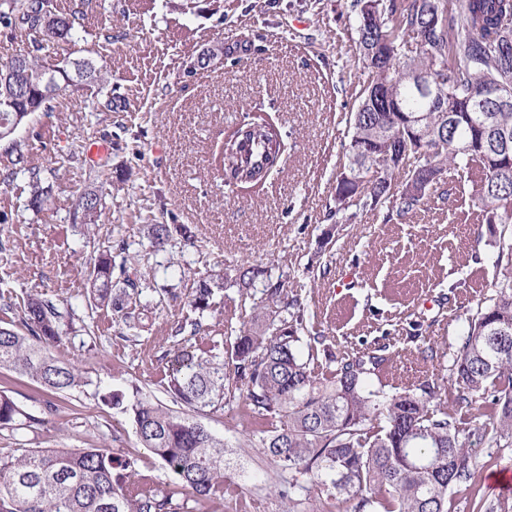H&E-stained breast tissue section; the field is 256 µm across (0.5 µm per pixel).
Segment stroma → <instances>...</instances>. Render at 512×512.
Returning a JSON list of instances; mask_svg holds the SVG:
<instances>
[{"label":"stroma","instance_id":"35a3bbf8","mask_svg":"<svg viewBox=\"0 0 512 512\" xmlns=\"http://www.w3.org/2000/svg\"><path fill=\"white\" fill-rule=\"evenodd\" d=\"M351 0H89L83 8L81 56L108 72L36 113L13 142H0V171L14 148L47 170L51 196L29 209L25 177L0 190V295L16 304L45 293L75 309L84 324L56 347L86 376L82 389L44 390L0 372V391L34 415L50 409L40 430L0 432V458L17 448L107 449L131 459L143 482L175 486L174 475L136 441L127 413L102 400L108 391L165 401L161 379L174 354L189 348L173 327L188 317L199 277L241 262L283 279L304 306V336L322 337L335 355L381 347L393 386L433 379L451 384L449 367L469 315L494 295L497 249L479 222L468 179L452 183L448 199L431 195L415 214L386 217L360 211L347 223L329 220L336 176L348 141L347 117L358 105V35ZM232 52L205 70L190 71L204 48ZM274 126L286 150L261 184L225 187L214 174L225 137L236 127ZM99 144L102 155L90 157ZM131 167V182L102 185L100 169ZM102 187L94 237L74 226L77 198ZM194 225L198 242L156 249L138 232L141 217ZM125 239L139 255L142 308L131 322L90 308L82 264L93 252ZM262 288L217 294L206 322L225 347L249 320ZM435 352L424 360V350ZM204 424L225 444L227 467L246 485L249 512H286L274 492L279 477L248 437L241 399L227 401ZM470 489L454 512L477 501L499 503L491 475L512 472V444L478 446Z\"/></svg>","mask_w":512,"mask_h":512}]
</instances>
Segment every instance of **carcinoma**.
I'll return each mask as SVG.
<instances>
[{
	"mask_svg": "<svg viewBox=\"0 0 512 512\" xmlns=\"http://www.w3.org/2000/svg\"><path fill=\"white\" fill-rule=\"evenodd\" d=\"M364 81L359 104L349 114V141L336 176V197L348 208L382 206L386 217L415 213L431 192L449 195L446 175L470 177L483 223L512 224V150L495 149L502 134L512 136V108L475 112L472 100L489 84L512 85V54L502 49L512 31L501 19L512 0H352ZM82 12L57 11L47 0H0V30L9 39L31 36L32 51L8 58L24 65L17 81L0 79V132L27 124L37 112L83 81H105V72L87 58L65 56L53 76L37 52L74 47ZM420 36L428 50L409 55L405 37ZM455 64L447 67L448 57ZM428 70L438 82L433 97L416 86ZM415 157L414 176L403 179L400 154L390 157L388 175L369 190L355 181L388 148L389 136ZM283 153L277 131L250 123L224 139V185L259 183ZM29 187V207L44 209L51 191L43 171L16 150L12 168L0 172V189L18 174ZM101 196L81 193L83 235L95 230ZM141 232L162 248L179 236L195 244L186 224L144 218ZM139 260L125 244L103 250L86 263L89 304L115 315L142 306ZM495 294L467 318L451 364L454 391L439 403L440 386L424 381L399 391L387 390L380 369L387 358L373 351L326 357L315 367L313 337L302 351L304 309L282 280L264 285L266 304L253 309L251 326L239 330L225 356L210 342L204 312L215 292L255 287L264 271L250 265L224 269L197 280L187 307L198 318L181 323L175 335L189 333L194 343L174 356L163 389L176 409L135 398L129 408L135 435L176 476L184 495L177 502L167 490L136 480L129 461H117L101 448L26 450L0 459V512H182L189 501L234 499L243 487L226 471L224 442L196 417L242 398L261 425L253 431L270 464L288 473L283 498L299 492L318 497L336 494L345 512H450L448 494L467 489L477 467L473 443L491 446L512 439V239L499 237ZM19 324L0 326V371L27 377L43 389L66 393L87 385L82 371L54 349L76 311L45 294L23 300ZM378 388H372V382ZM484 409L492 429L477 422ZM42 417L23 411L0 392V431L35 429Z\"/></svg>",
	"mask_w": 512,
	"mask_h": 512,
	"instance_id": "carcinoma-1",
	"label": "carcinoma"
}]
</instances>
